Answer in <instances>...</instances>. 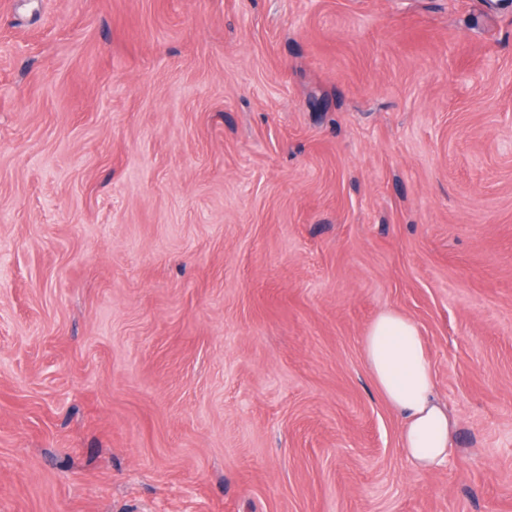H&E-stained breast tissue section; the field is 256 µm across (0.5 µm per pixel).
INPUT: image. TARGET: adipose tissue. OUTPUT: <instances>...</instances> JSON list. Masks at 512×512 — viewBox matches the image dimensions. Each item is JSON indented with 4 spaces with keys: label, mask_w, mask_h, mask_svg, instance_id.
<instances>
[{
    "label": "adipose tissue",
    "mask_w": 512,
    "mask_h": 512,
    "mask_svg": "<svg viewBox=\"0 0 512 512\" xmlns=\"http://www.w3.org/2000/svg\"><path fill=\"white\" fill-rule=\"evenodd\" d=\"M366 366L379 393L402 419L401 446L423 469L448 456L452 424L437 398L418 325L396 310L381 313L363 336Z\"/></svg>",
    "instance_id": "adipose-tissue-1"
}]
</instances>
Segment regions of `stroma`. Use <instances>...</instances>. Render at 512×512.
<instances>
[{"instance_id": "35a3bbf8", "label": "stroma", "mask_w": 512, "mask_h": 512, "mask_svg": "<svg viewBox=\"0 0 512 512\" xmlns=\"http://www.w3.org/2000/svg\"><path fill=\"white\" fill-rule=\"evenodd\" d=\"M0 512H512V0H0ZM366 366L379 393L402 419L401 446L422 469L448 457L452 424L437 398L418 325L396 310L381 313L363 336Z\"/></svg>"}]
</instances>
